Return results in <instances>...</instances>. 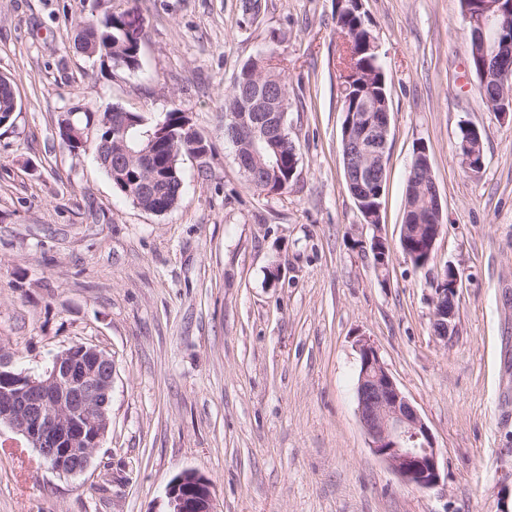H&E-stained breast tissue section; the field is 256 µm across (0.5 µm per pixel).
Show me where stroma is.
I'll return each mask as SVG.
<instances>
[{"instance_id":"1","label":"stroma","mask_w":512,"mask_h":512,"mask_svg":"<svg viewBox=\"0 0 512 512\" xmlns=\"http://www.w3.org/2000/svg\"><path fill=\"white\" fill-rule=\"evenodd\" d=\"M387 75L390 136L378 227L341 159L336 0H0V76L18 109L0 129V344L36 372L93 344L114 362L110 428L87 473L53 471L0 431V512H165L186 470L217 512H512V118L488 111L468 68L460 0H362ZM129 11L130 74L71 48L73 25ZM288 85L299 149L281 193L253 189L224 139V97L259 53ZM116 103L148 123L186 112L207 172L183 157L178 205L139 209L60 113ZM483 134L467 172L460 128ZM425 145L443 206L434 259L400 248L409 166ZM391 261L375 270L370 243ZM462 276L456 327L433 334L431 283ZM368 339L430 427L442 481L419 490L375 456L358 421Z\"/></svg>"}]
</instances>
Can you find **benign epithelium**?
Returning a JSON list of instances; mask_svg holds the SVG:
<instances>
[{
	"mask_svg": "<svg viewBox=\"0 0 512 512\" xmlns=\"http://www.w3.org/2000/svg\"><path fill=\"white\" fill-rule=\"evenodd\" d=\"M504 0H485V9L465 13L470 24L475 55L480 57L482 86L505 89L512 86V37L507 35L502 19L512 17V5L504 9ZM288 92L262 76L247 84L240 109L225 114L224 120L242 127L250 134L234 143L239 168L247 178L268 177L258 143L285 139L287 131ZM166 122L155 126L152 147L139 153L128 148L124 123H113L112 137L120 150L112 160V180L122 187L128 183L130 167L125 160L137 157L138 167L149 178L140 182L138 195L155 198L168 174L156 153ZM390 122L386 103L374 108L362 106L348 113L346 145V180L350 194L358 201L374 198L371 211L364 212L367 223H379L383 187L387 172V146ZM465 168L484 166L483 144L479 130L470 128L460 155ZM412 172H423L424 180L435 183L427 152L416 151ZM443 228L441 202L427 215L410 207L401 225L400 246L405 255L416 241H423L424 251L432 253ZM380 273L389 269L390 248L376 236L371 243ZM448 287L434 289L433 332L446 339L457 315V296L461 283L459 271L448 267ZM360 370L356 386L357 414L368 448L384 460L407 485L429 490L441 483L439 449L435 437L417 408L400 390L382 361L376 346L368 341L358 345ZM114 367L112 358L98 347L83 345L63 350L43 373L32 375L19 371L12 357L0 349V427L20 435L55 471L82 475L89 467L110 426ZM167 512H216L210 480L196 470L175 476L166 490Z\"/></svg>",
	"mask_w": 512,
	"mask_h": 512,
	"instance_id": "obj_1",
	"label": "benign epithelium"
}]
</instances>
